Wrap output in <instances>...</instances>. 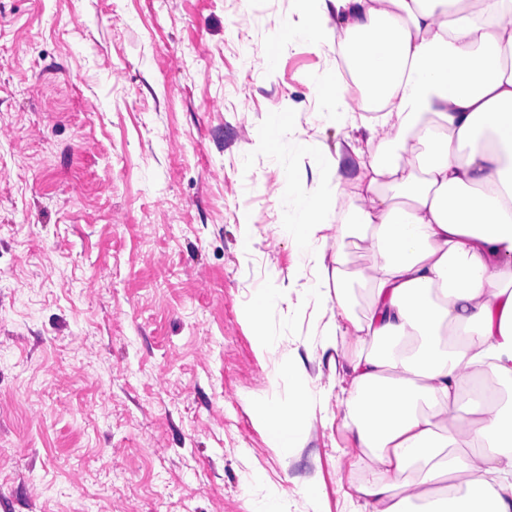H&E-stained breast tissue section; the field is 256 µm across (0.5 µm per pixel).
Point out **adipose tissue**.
<instances>
[{
    "mask_svg": "<svg viewBox=\"0 0 512 512\" xmlns=\"http://www.w3.org/2000/svg\"><path fill=\"white\" fill-rule=\"evenodd\" d=\"M308 3L310 25L284 38L335 45L344 70L316 87L327 120L364 136L284 198L294 220L279 233L302 258L333 255L314 294L323 346H355L336 401L377 474L354 487L361 512H512V0ZM330 11L339 30L322 24ZM348 155L359 194L346 205ZM350 242L373 258L359 315ZM287 299L271 287L254 300L268 322L260 357L279 354ZM317 402L272 385L258 401L271 447H302L296 416Z\"/></svg>",
    "mask_w": 512,
    "mask_h": 512,
    "instance_id": "adipose-tissue-1",
    "label": "adipose tissue"
}]
</instances>
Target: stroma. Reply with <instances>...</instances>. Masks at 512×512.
<instances>
[{"mask_svg": "<svg viewBox=\"0 0 512 512\" xmlns=\"http://www.w3.org/2000/svg\"><path fill=\"white\" fill-rule=\"evenodd\" d=\"M305 0H0V512H356L324 325L279 227L356 137L322 119ZM273 60L258 81L246 69ZM306 141L295 178L275 158ZM250 249H243V238ZM287 287L304 448L258 422L256 290Z\"/></svg>", "mask_w": 512, "mask_h": 512, "instance_id": "1", "label": "stroma"}]
</instances>
